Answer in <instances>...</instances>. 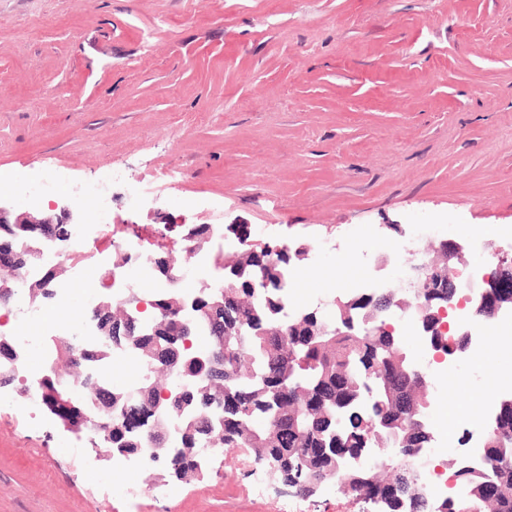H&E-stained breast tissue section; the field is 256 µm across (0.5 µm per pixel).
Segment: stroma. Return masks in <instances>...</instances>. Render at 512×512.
<instances>
[{
	"instance_id": "1",
	"label": "stroma",
	"mask_w": 512,
	"mask_h": 512,
	"mask_svg": "<svg viewBox=\"0 0 512 512\" xmlns=\"http://www.w3.org/2000/svg\"><path fill=\"white\" fill-rule=\"evenodd\" d=\"M123 168L154 182L136 205L118 189L113 221L193 227L246 222L254 240L303 246L379 229L415 236L424 256L452 224L477 235L457 276L484 267L512 225V0H0V173ZM383 285L404 296L407 254L368 242ZM512 372L495 337L467 383L449 382L430 422L431 461L463 458L461 437ZM0 396V512H367L336 483L302 498L268 484L251 449L211 459L203 479L127 500L91 476L88 438L66 448L51 414L26 421Z\"/></svg>"
}]
</instances>
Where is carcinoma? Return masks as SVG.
Here are the masks:
<instances>
[{"mask_svg": "<svg viewBox=\"0 0 512 512\" xmlns=\"http://www.w3.org/2000/svg\"><path fill=\"white\" fill-rule=\"evenodd\" d=\"M25 225H0V241L9 242L16 252V265L0 279V287L14 286L16 274L28 261L21 245ZM301 262L294 250L269 243L242 244L225 264L224 277V367L192 360L197 350L194 336L164 330L143 331L128 327L120 310L104 317L112 321V342L135 352L152 370V376L139 388L132 405L146 417L155 405L162 383L161 370H170L168 359L178 348L187 362L177 374L194 376L198 384L175 405L189 413L180 437L183 448L232 449L241 445L252 450L264 467H283L282 476L309 481H337L351 494L372 475V471L336 470L341 455L362 448H428L434 442L430 429L409 420L410 407L419 411L431 405V386L418 383L410 373L413 362L399 336L387 330L389 316L405 309L396 298L351 294L335 305L336 322L321 317L294 321V334L283 340L272 331L279 306L266 299L267 289L256 284L266 279L276 288L274 271ZM449 289L424 288L413 300V320L430 347L450 356L461 354L460 337L444 330L440 307L446 305L441 292ZM55 360L67 365L85 363L87 355H77L69 346H55ZM55 380L44 382L45 404L69 414L79 422L75 410L65 405L66 397L53 395ZM286 386L294 399L283 403L278 388ZM98 398L112 399V433L99 432L104 448L141 449L137 433L122 412L125 392L96 385ZM224 402V417L201 409L202 402ZM508 418L499 428L489 424L481 465L448 463L453 476L466 490L459 501H452L449 512H512V403L495 407ZM394 478L389 491L387 512H440L431 498L412 496L414 484L426 482V471L408 472L391 461Z\"/></svg>", "mask_w": 512, "mask_h": 512, "instance_id": "obj_1", "label": "carcinoma"}]
</instances>
